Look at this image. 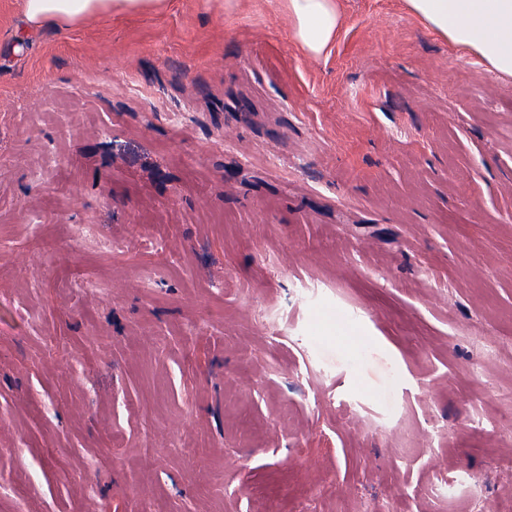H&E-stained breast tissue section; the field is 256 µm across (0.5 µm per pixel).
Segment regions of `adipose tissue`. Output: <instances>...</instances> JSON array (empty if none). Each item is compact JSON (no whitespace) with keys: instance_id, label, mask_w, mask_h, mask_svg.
I'll list each match as a JSON object with an SVG mask.
<instances>
[{"instance_id":"ef3b65f1","label":"adipose tissue","mask_w":512,"mask_h":512,"mask_svg":"<svg viewBox=\"0 0 512 512\" xmlns=\"http://www.w3.org/2000/svg\"><path fill=\"white\" fill-rule=\"evenodd\" d=\"M164 0H24L34 27H68L92 15L160 8ZM410 10L453 43L468 47L491 69L512 76V0H408ZM294 38L322 54L338 27L335 0H287Z\"/></svg>"}]
</instances>
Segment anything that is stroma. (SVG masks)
Masks as SVG:
<instances>
[{
	"label": "stroma",
	"instance_id": "stroma-1",
	"mask_svg": "<svg viewBox=\"0 0 512 512\" xmlns=\"http://www.w3.org/2000/svg\"><path fill=\"white\" fill-rule=\"evenodd\" d=\"M335 2L0 0V512H512V76ZM165 0H24L25 16L33 27H69L92 15L157 9ZM294 38L311 54L321 55L338 27L335 0H286Z\"/></svg>",
	"mask_w": 512,
	"mask_h": 512
}]
</instances>
